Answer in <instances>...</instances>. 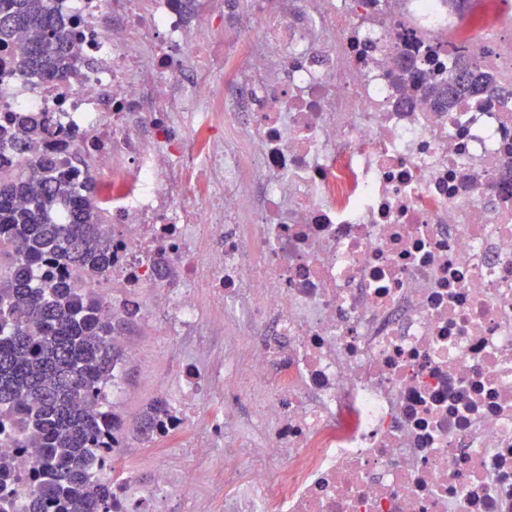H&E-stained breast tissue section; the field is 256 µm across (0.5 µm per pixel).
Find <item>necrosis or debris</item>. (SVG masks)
<instances>
[{
    "instance_id": "4bbe7bcc",
    "label": "necrosis or debris",
    "mask_w": 512,
    "mask_h": 512,
    "mask_svg": "<svg viewBox=\"0 0 512 512\" xmlns=\"http://www.w3.org/2000/svg\"><path fill=\"white\" fill-rule=\"evenodd\" d=\"M276 2L230 38L226 0H57L84 66L51 83L0 51V125L39 113L95 185L89 287L183 348L142 444L194 422L199 463L141 482L115 414L112 512H512V103L439 111L444 53L395 78L410 34L512 81V13Z\"/></svg>"
}]
</instances>
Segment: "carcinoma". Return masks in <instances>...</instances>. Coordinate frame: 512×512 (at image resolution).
I'll return each instance as SVG.
<instances>
[{
    "label": "carcinoma",
    "instance_id": "obj_1",
    "mask_svg": "<svg viewBox=\"0 0 512 512\" xmlns=\"http://www.w3.org/2000/svg\"><path fill=\"white\" fill-rule=\"evenodd\" d=\"M2 48L44 81L79 75L56 0H0ZM448 55V78L430 87L440 107L497 92L512 99V89L497 86L474 54L456 48ZM397 79L418 81L413 56L404 57ZM44 131L32 112L0 126V148L18 158V172L0 173V246L11 249L9 271L0 274V425L37 465L26 512H112L109 485L95 480L93 469L99 439L112 432L104 388L118 357L116 327L102 299L82 285L109 268L111 244L94 186L77 187L56 158L41 154ZM47 259L67 272L37 285L34 270ZM163 409L153 402L137 430L151 431Z\"/></svg>",
    "mask_w": 512,
    "mask_h": 512
}]
</instances>
